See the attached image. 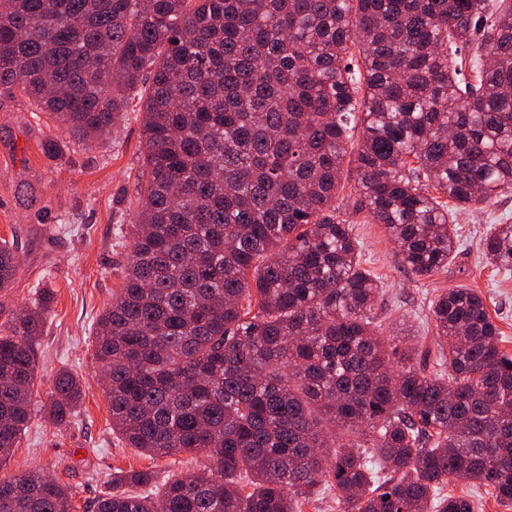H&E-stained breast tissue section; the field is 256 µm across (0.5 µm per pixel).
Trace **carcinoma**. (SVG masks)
Instances as JSON below:
<instances>
[{
    "mask_svg": "<svg viewBox=\"0 0 512 512\" xmlns=\"http://www.w3.org/2000/svg\"><path fill=\"white\" fill-rule=\"evenodd\" d=\"M147 70L143 199L95 357L112 432L208 464L115 473L95 512H301L326 490L343 512H473L451 480L512 503V356L485 301L436 296L431 348L382 335V284L336 218L360 118L352 189L410 274L448 269L455 213L512 188V2L0 0V98L74 144L111 133ZM483 249L511 269L512 224ZM17 272L3 240L1 292ZM37 295L0 324V464L35 411ZM82 399L63 370L41 410L61 425ZM0 512L72 496L30 471L0 478Z\"/></svg>",
    "mask_w": 512,
    "mask_h": 512,
    "instance_id": "obj_1",
    "label": "carcinoma"
}]
</instances>
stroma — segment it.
<instances>
[{
  "label": "stroma",
  "instance_id": "obj_1",
  "mask_svg": "<svg viewBox=\"0 0 512 512\" xmlns=\"http://www.w3.org/2000/svg\"><path fill=\"white\" fill-rule=\"evenodd\" d=\"M139 98L104 144L70 147L52 160L41 150L58 130L49 118L33 121L27 99L0 98V240L15 243L19 270L11 288L0 292V323L32 305L37 287L54 291L43 334L36 345L32 386L37 403L48 401L59 370L73 373L85 396L66 426L35 416L0 478L40 468L73 494V512H92V501L107 493L114 471L151 469L167 477L204 464L203 454L183 452L151 458L128 447L112 432L103 371L94 357L95 322L118 292L133 243V217L145 143ZM340 219L352 224L365 266L384 284L389 323L408 321L415 345H431L435 334L429 307L435 296L464 286L484 299L512 355V270L497 268L482 254L479 240L489 227L512 224V191L455 215L459 255L447 272L427 278L407 273L383 225L372 223L358 194L342 191ZM67 232L55 233L58 219Z\"/></svg>",
  "mask_w": 512,
  "mask_h": 512
}]
</instances>
